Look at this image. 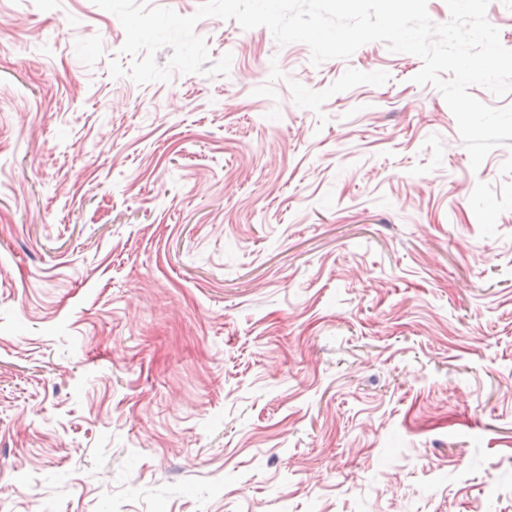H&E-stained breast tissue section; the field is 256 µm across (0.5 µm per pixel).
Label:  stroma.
<instances>
[{
  "label": "stroma",
  "mask_w": 512,
  "mask_h": 512,
  "mask_svg": "<svg viewBox=\"0 0 512 512\" xmlns=\"http://www.w3.org/2000/svg\"><path fill=\"white\" fill-rule=\"evenodd\" d=\"M112 77L93 0H0V512H512V146L420 58L208 17Z\"/></svg>",
  "instance_id": "stroma-1"
}]
</instances>
